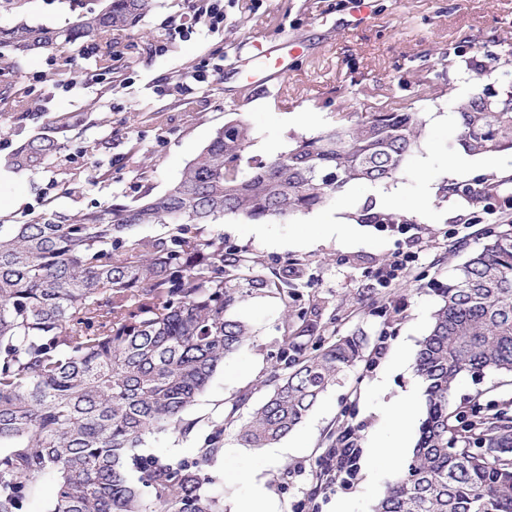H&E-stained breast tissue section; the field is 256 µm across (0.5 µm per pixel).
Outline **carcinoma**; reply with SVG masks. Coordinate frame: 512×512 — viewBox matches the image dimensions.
<instances>
[{"label":"carcinoma","mask_w":512,"mask_h":512,"mask_svg":"<svg viewBox=\"0 0 512 512\" xmlns=\"http://www.w3.org/2000/svg\"><path fill=\"white\" fill-rule=\"evenodd\" d=\"M156 0H103L63 27L20 20L0 28L4 69L60 44L91 41L112 61L110 32L135 28ZM499 88L474 84L454 98L458 145L470 155L512 150V72ZM383 109L292 139L273 157L253 151L242 120L217 130L168 190L112 202L63 220L44 215L0 224V512H22L41 479L54 482L49 512H224L208 467L224 452V425L247 397L210 425L192 461L145 453L149 436H185L184 414L224 360L248 346L240 303L249 293H283L291 269L275 277L245 248L224 244V217L294 222L335 201L353 182L396 180L419 149L423 101L453 92L430 73ZM0 117L23 121L21 100L0 91ZM75 114L47 118L44 132L0 158L15 171L53 168L70 191L79 173L61 163ZM129 154L149 181L140 142ZM362 223L409 224L376 205ZM158 224L143 236L136 228ZM415 358L425 412L412 456L374 512H512V416L474 402L454 405L465 373L512 376V222L448 276ZM366 338L326 336L319 304L284 336L271 364L267 399L237 428L263 448L286 437L339 376L363 355ZM352 432L336 435V466Z\"/></svg>","instance_id":"obj_1"}]
</instances>
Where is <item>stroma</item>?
<instances>
[{"instance_id": "35a3bbf8", "label": "stroma", "mask_w": 512, "mask_h": 512, "mask_svg": "<svg viewBox=\"0 0 512 512\" xmlns=\"http://www.w3.org/2000/svg\"><path fill=\"white\" fill-rule=\"evenodd\" d=\"M101 0H25L20 15L0 12V27L17 18L64 26L81 10ZM224 23L210 27L194 17L193 0H159L135 29L112 34V64L103 66L95 50L68 46L50 49L0 74V88L11 85L33 116L0 125V141L17 147L39 131L41 113H81L63 154L81 178L70 194H61L46 170L0 169V219L22 220L50 200L51 212L71 215L96 209L112 197L129 201L141 192L131 141H140L155 165L154 193H163L216 130L239 118L252 127L257 153L273 156L290 137L334 126H350L369 104L347 97L357 81L375 87L379 100L402 95L406 81L419 71L438 73L441 83L466 91L490 55L512 46V0H368L363 20L353 16V0H223ZM184 23L182 35L168 37L170 19ZM296 37L307 51L295 58L279 80L264 79L263 66L242 64L241 50L252 39L272 44ZM74 59L66 70L64 59ZM207 62L206 82L189 77ZM443 100L427 104L422 151L392 184H350L329 206L290 224L266 223L263 233L235 218L223 224L226 244L248 249L265 262L266 271L298 264L287 300L263 290L246 297L241 312L253 332L252 345L228 357L186 420L187 436L156 434L147 452L190 461L210 422L222 421L232 403L247 397L240 418H247L269 393L265 380L277 355L285 314H298L312 302L323 306L337 336L353 333L368 339L364 359L328 388L305 419L280 442V451L249 448L235 428L224 432V453L210 467L213 491L223 494L227 512H235L254 483H264L278 512H372L401 467L373 441H392L404 432L415 443L424 409V386L414 371L418 345L454 268L492 235L512 222V152L494 153V166L483 156L472 159L460 178L448 175L459 153L458 134ZM97 146L112 179L100 182L85 150ZM436 190L434 202L422 204L424 185ZM481 184L493 188L475 201L464 190ZM410 216L407 224H354L368 203ZM354 224L349 235L330 234L327 223ZM406 260L402 271L394 260ZM411 396L406 422L393 418L399 398ZM454 404L477 402L498 408L512 405V378L467 375L456 384ZM354 431L358 472L350 487L321 486L317 472L339 427Z\"/></svg>"}]
</instances>
